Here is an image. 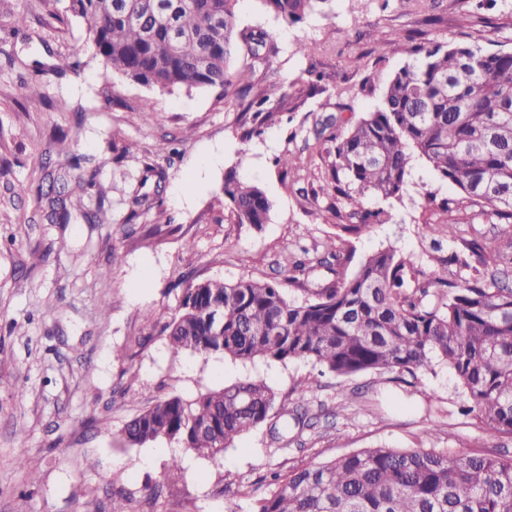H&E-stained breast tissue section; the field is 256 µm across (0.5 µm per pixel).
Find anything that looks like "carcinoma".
<instances>
[{"instance_id":"carcinoma-1","label":"carcinoma","mask_w":512,"mask_h":512,"mask_svg":"<svg viewBox=\"0 0 512 512\" xmlns=\"http://www.w3.org/2000/svg\"><path fill=\"white\" fill-rule=\"evenodd\" d=\"M238 0H70L89 25L94 56L107 67L161 90L222 88L236 81L250 89L251 73L229 74L241 53L269 62L270 35L238 27ZM287 24L303 20L314 0H262ZM418 64L390 80L380 108L346 131L333 133L328 116L315 123L317 144L332 156L330 182L349 211L341 230L359 236L383 223L366 208L367 194H401L410 150L419 152L457 185L468 205L506 225L512 239V52L467 43L419 48ZM228 213L218 219L259 229L272 202L256 185L229 171L222 187ZM52 224H67L77 210L89 224L103 222V201L86 211L65 183L44 195ZM473 274L450 283L429 277L393 249L369 255L353 273H341L336 242L304 260H288V282L308 295L288 300L279 283L220 278L192 280L180 312L162 326L172 353L240 362L302 361L338 377L407 373L444 363L490 437L512 436V288L503 283L512 259L483 242L439 258ZM336 276L323 285L317 269ZM306 389L272 420L276 392L259 381L206 390L192 398L171 395L135 415L121 429L129 446L165 439L215 460L250 430L269 426L272 444L288 449L314 427ZM274 488L252 512H512V459L485 451L363 448L328 462L273 473Z\"/></svg>"}]
</instances>
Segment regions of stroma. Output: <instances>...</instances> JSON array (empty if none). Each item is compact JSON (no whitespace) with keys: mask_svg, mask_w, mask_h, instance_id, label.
<instances>
[{"mask_svg":"<svg viewBox=\"0 0 512 512\" xmlns=\"http://www.w3.org/2000/svg\"><path fill=\"white\" fill-rule=\"evenodd\" d=\"M68 6L0 0V512H111L116 491L129 497L131 512H223L229 501L252 512L270 471L362 448H485L512 457V438L488 437L465 413L446 365L412 386L388 374L341 378L304 362L174 358L160 332L178 313L186 280L281 281L288 250L337 237L332 189L300 195L276 157L291 151L324 176L331 159L308 138L314 123L332 114L347 128L374 111L395 72L419 62L420 46L512 51V0H321L293 25L262 0H240L239 26L266 29L276 41L270 66H256L245 93L234 85L167 92L113 72L93 56L88 25ZM19 13L27 26L15 33L10 21ZM62 56L74 64L63 74L54 68ZM258 97L275 122L256 116L250 103ZM148 99L154 111H144ZM57 138L71 143L80 167L53 151ZM92 170L96 184L83 197L91 208L104 200L105 223H50L37 204L47 174L66 175L74 189ZM230 170L271 200L261 229L220 222L214 197ZM144 194L150 207L135 203ZM429 195L462 192L418 157L399 197L368 196L385 221L349 238L344 275L385 248L429 273L436 254L466 240L511 246L476 208L462 207L459 223L448 224L426 207ZM427 221L438 225L436 238L424 236ZM247 379L288 402L310 385L328 417L285 454L274 451L264 426L216 460L165 441L123 444L125 422L156 400ZM175 455L182 471L174 492L149 504Z\"/></svg>","mask_w":512,"mask_h":512,"instance_id":"35a3bbf8","label":"stroma"}]
</instances>
